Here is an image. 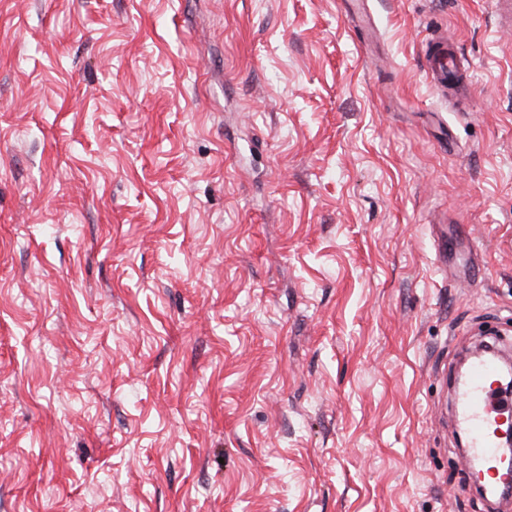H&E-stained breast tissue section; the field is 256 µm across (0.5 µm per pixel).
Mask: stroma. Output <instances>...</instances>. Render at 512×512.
I'll use <instances>...</instances> for the list:
<instances>
[{
    "label": "stroma",
    "instance_id": "1",
    "mask_svg": "<svg viewBox=\"0 0 512 512\" xmlns=\"http://www.w3.org/2000/svg\"><path fill=\"white\" fill-rule=\"evenodd\" d=\"M341 2L0 0V512H489L512 0ZM438 44L437 49L426 56L432 81L440 87L462 84L468 77V68L461 62L453 47L446 46L444 41H439ZM477 350V349H476ZM471 352V365L465 385L455 392L458 427L468 435L464 454L479 462L478 469L494 486L510 485L512 474L497 469L498 443L494 431L501 421L512 419V394L498 392L493 387L496 366L481 351ZM497 438L508 447L512 444V421L503 424Z\"/></svg>",
    "mask_w": 512,
    "mask_h": 512
}]
</instances>
